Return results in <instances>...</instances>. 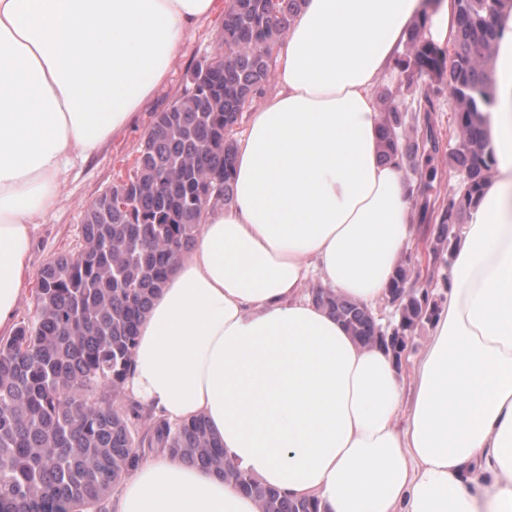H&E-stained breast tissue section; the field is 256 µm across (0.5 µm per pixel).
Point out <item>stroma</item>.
<instances>
[{
    "mask_svg": "<svg viewBox=\"0 0 512 512\" xmlns=\"http://www.w3.org/2000/svg\"><path fill=\"white\" fill-rule=\"evenodd\" d=\"M224 20L223 5H216L211 16L202 22L187 40L180 57L173 63L167 78L157 86L151 97L124 130L110 136L98 153L86 160L76 161L61 175L62 201L40 225L31 249L26 290H33L39 270L52 256L74 250L85 209L124 175H127L143 137L150 128L155 112L172 104L180 97L190 68L214 51L221 42ZM430 112L437 137L432 152L441 176L434 194L443 198L456 191L458 180L448 173V150L456 143L453 123L454 102L447 90L435 94ZM436 233V225L429 220L414 226V241L408 252L419 258L417 288L427 289L435 299H443L450 281L451 262L439 258L435 263L424 262L425 247Z\"/></svg>",
    "mask_w": 512,
    "mask_h": 512,
    "instance_id": "35a3bbf8",
    "label": "stroma"
}]
</instances>
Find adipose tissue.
<instances>
[{"mask_svg":"<svg viewBox=\"0 0 512 512\" xmlns=\"http://www.w3.org/2000/svg\"><path fill=\"white\" fill-rule=\"evenodd\" d=\"M215 0H0V334L13 331L60 175L129 125ZM454 0H302L277 89L237 140L231 204L209 203L142 318L128 395L204 418L224 456L321 512H512V12L498 25L497 181L460 225L451 283L405 380L307 294L373 306L417 212L381 150L374 88L422 17ZM113 512H258L215 472L143 458Z\"/></svg>","mask_w":512,"mask_h":512,"instance_id":"1","label":"adipose tissue"}]
</instances>
